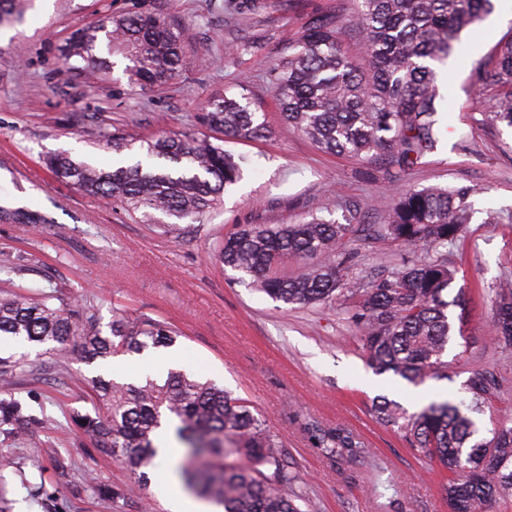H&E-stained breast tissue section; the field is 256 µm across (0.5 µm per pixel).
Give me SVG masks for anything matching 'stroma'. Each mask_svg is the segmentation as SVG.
<instances>
[{
	"mask_svg": "<svg viewBox=\"0 0 512 512\" xmlns=\"http://www.w3.org/2000/svg\"><path fill=\"white\" fill-rule=\"evenodd\" d=\"M352 0H33L22 20L0 25V206L36 211L44 224L0 221V296L56 292L96 308L100 329L113 308L174 324L170 348L69 362L53 344L18 347L0 342V354L25 351L27 365L12 394L41 421L23 436L0 434V495L10 512H169V465L149 469L140 486L101 456L76 426L99 411L96 378L138 384L141 370L157 379L185 369L244 399L282 442L296 475L294 488L313 512H448L445 481L434 463L416 456L397 429L381 424L374 404L384 395L408 411L433 399L466 398L474 370L492 367L501 393L484 406L482 430L512 421V353L487 346L492 288L512 278V229L474 221L448 251L459 269L466 324L444 354L448 377L412 386L367 366L359 328L337 303L305 307L273 301L248 275L213 255L218 237L238 224H283L307 219L315 201L332 204L333 219L375 224L383 196L428 186H471L476 208L512 210V129L488 114L497 92L475 85L473 73L491 66L498 42L512 38V19L494 9L491 22L463 34L443 68V132L436 149L404 180L390 179L383 162L370 164L320 151L284 124L275 107L271 65L316 13L346 19ZM128 10L161 14L187 31L186 64L165 88L130 84L126 61L94 82L61 56L65 41L101 15ZM246 93L267 130L254 141L228 139L243 178L180 236L141 222L113 202L58 182L44 154L67 150L78 159L111 164L117 154L105 138L154 136L197 129L214 94ZM5 266L17 274H2ZM338 430L366 453L361 461H332L314 429ZM122 489L112 499L86 488L88 474Z\"/></svg>",
	"mask_w": 512,
	"mask_h": 512,
	"instance_id": "1",
	"label": "stroma"
}]
</instances>
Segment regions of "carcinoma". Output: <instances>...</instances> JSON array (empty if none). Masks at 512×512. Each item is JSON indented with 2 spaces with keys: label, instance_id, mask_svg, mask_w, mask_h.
<instances>
[{
  "label": "carcinoma",
  "instance_id": "carcinoma-1",
  "mask_svg": "<svg viewBox=\"0 0 512 512\" xmlns=\"http://www.w3.org/2000/svg\"><path fill=\"white\" fill-rule=\"evenodd\" d=\"M0 0V24L23 17L18 2ZM349 18L321 14L303 23L288 53L273 65L281 120L321 151L370 161L389 156L401 179L433 152L442 134L438 101L440 73L461 34L494 10V0H354ZM355 31L361 49L344 46L345 30ZM122 55L132 84L162 89L184 65L183 30L145 12L110 13L78 29L66 45L65 60L97 79ZM482 87L503 92L492 120L512 129V39L496 47V63L476 72ZM198 122L228 139L251 141L265 133L245 94L215 95ZM117 151L137 150L133 162L110 166L76 160L67 152L44 161L61 183L110 199L148 221L160 213L176 222L195 219L213 208L241 178L235 158L210 136L192 131L140 139L112 138ZM468 187L410 189L383 204L380 224H338L313 208L300 224H239L214 248L226 268L251 277L258 290L291 306L336 300L361 331L366 361L377 375L391 374L412 386L448 378L443 361L453 336L449 310L463 308L462 291L451 294L455 270L448 247L465 238L476 210ZM389 241L400 248L391 267L373 273L360 288L350 287L357 253L354 238ZM321 255L293 276L274 269L288 258ZM495 314L486 336L495 349H512V279L500 280ZM41 293L0 300V336L16 343H57L86 362L118 353L142 354L173 346L179 333L146 316L112 315L109 333L96 326L93 305L80 310L56 304ZM25 355L0 357V386L25 369ZM94 388L105 416L84 415L80 428L94 447L148 484L145 469L159 454L156 435L162 412L177 421L184 446L174 471L185 488L224 506V512H311L309 500L292 490L281 441L246 402L211 381L184 370H170L157 382L140 384L97 379ZM500 389L493 370L471 372L466 390L471 402L433 400L410 413L385 396L375 405L382 423L397 428L411 450L450 473L446 496L450 512H479L481 506L512 490V425L501 423L491 437L481 435L473 414ZM37 424L22 404L0 398V430L22 433ZM329 458L353 459L362 453L354 439L337 431L317 435Z\"/></svg>",
  "mask_w": 512,
  "mask_h": 512
}]
</instances>
